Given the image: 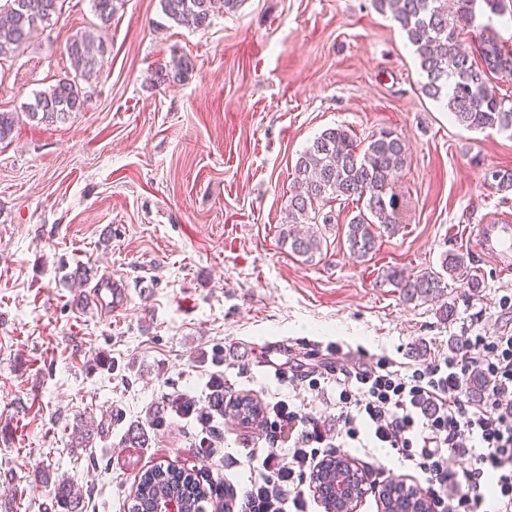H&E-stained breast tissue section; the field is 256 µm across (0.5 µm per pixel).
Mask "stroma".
<instances>
[{
    "label": "stroma",
    "mask_w": 512,
    "mask_h": 512,
    "mask_svg": "<svg viewBox=\"0 0 512 512\" xmlns=\"http://www.w3.org/2000/svg\"><path fill=\"white\" fill-rule=\"evenodd\" d=\"M99 24L92 0H64L0 64V110L21 113L70 74L66 37ZM105 41L82 111L49 126L22 117L0 143V512H59L58 478L82 512H126L138 474L159 464L243 489L248 471L224 458L259 427L214 413L219 437L200 453L172 394L204 401L217 373L227 394L302 401L330 424L335 392L279 384L275 369H314L311 349L331 342L422 364L462 335L512 330V266L478 242L512 219V192L484 181L512 169V136L466 130L425 96L412 44L374 0H240L197 30L159 0H120ZM178 57L186 77L156 83ZM337 126L409 146L400 225L365 262L344 243L345 210L314 259L284 239L295 162ZM450 251L469 253L479 295L453 283L409 303L385 278L439 270ZM105 275L126 291L122 315L88 301ZM89 416L103 430L85 440ZM134 426L139 448L125 442Z\"/></svg>",
    "instance_id": "1"
}]
</instances>
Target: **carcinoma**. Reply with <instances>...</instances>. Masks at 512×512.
Listing matches in <instances>:
<instances>
[{"label":"carcinoma","instance_id":"1","mask_svg":"<svg viewBox=\"0 0 512 512\" xmlns=\"http://www.w3.org/2000/svg\"><path fill=\"white\" fill-rule=\"evenodd\" d=\"M490 12L501 7L500 0H374L375 7L388 12L406 32L415 47L420 68L426 77L424 94L445 102L455 120L469 130H495L512 136V99L499 95L490 86L492 77L512 81V50L505 49L479 21L477 2ZM101 25L98 32H82L65 39V52L75 75L59 78L54 85L34 95L25 106V116L40 123H56L84 108L78 79L89 80L97 73L106 52L102 35L116 13L117 0H93ZM240 0H161L164 14L175 24L200 29L209 24L220 4L234 9ZM60 10L59 0H0V63L18 56L29 44L39 26ZM471 36L472 46L462 47V36ZM190 63L182 58L172 68L155 73L157 82L182 81ZM20 115L0 112V142L7 140ZM408 156L405 141L390 130L368 137V144L348 129L327 128L300 154L293 172V189L288 197V223L311 224L307 233L288 229L291 251L307 258L321 252L324 237L321 227L337 223L336 211L326 207L337 202L356 205V214L344 224L343 236L350 256L364 260L378 250L377 230L392 231L399 224L403 203L394 191L398 173ZM485 180L500 192L512 191V170L492 169ZM386 279L399 288L403 298H436L448 281L478 292L482 280L473 270L469 256L448 252L441 259V271H425L411 276L392 269ZM235 415L246 423L260 422L261 408L252 398L232 404ZM384 512H425L427 502L415 498L397 483L389 484ZM210 494L197 473L175 467L156 466L142 473L137 481L128 512H156L154 503L175 495L183 512H205L202 502ZM56 505L63 512H82L81 499L68 482L54 487Z\"/></svg>","mask_w":512,"mask_h":512}]
</instances>
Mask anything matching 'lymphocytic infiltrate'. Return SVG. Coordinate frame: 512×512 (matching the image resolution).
I'll list each match as a JSON object with an SVG mask.
<instances>
[{"mask_svg": "<svg viewBox=\"0 0 512 512\" xmlns=\"http://www.w3.org/2000/svg\"><path fill=\"white\" fill-rule=\"evenodd\" d=\"M328 352L332 362L299 380L311 390L335 385V433L308 408L266 404L262 433L244 455L250 483L232 512H308L305 487L318 465L368 442L394 454L435 512H512L511 332L460 337L451 354L422 366L384 355L350 365L342 345ZM476 372L485 384L474 400L467 383ZM285 430L292 444L283 449ZM463 452L470 465L459 473L448 457Z\"/></svg>", "mask_w": 512, "mask_h": 512, "instance_id": "lymphocytic-infiltrate-1", "label": "lymphocytic infiltrate"}]
</instances>
